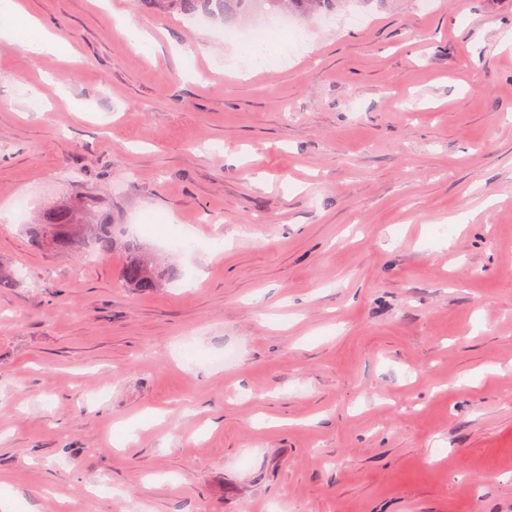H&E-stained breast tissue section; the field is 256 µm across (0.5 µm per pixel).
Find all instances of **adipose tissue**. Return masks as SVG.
Instances as JSON below:
<instances>
[{"mask_svg":"<svg viewBox=\"0 0 512 512\" xmlns=\"http://www.w3.org/2000/svg\"><path fill=\"white\" fill-rule=\"evenodd\" d=\"M0 38L37 53L59 54L65 50L59 37L28 13L21 0H0Z\"/></svg>","mask_w":512,"mask_h":512,"instance_id":"adipose-tissue-1","label":"adipose tissue"}]
</instances>
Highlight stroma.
Instances as JSON below:
<instances>
[{
  "label": "stroma",
  "instance_id": "35a3bbf8",
  "mask_svg": "<svg viewBox=\"0 0 512 512\" xmlns=\"http://www.w3.org/2000/svg\"><path fill=\"white\" fill-rule=\"evenodd\" d=\"M26 5L70 53L0 40V512H512V0H349L244 79L263 0ZM88 194L160 287L30 246ZM155 5L164 14H176L183 18H192L199 11L225 13L230 8L243 11L253 0H143Z\"/></svg>",
  "mask_w": 512,
  "mask_h": 512
}]
</instances>
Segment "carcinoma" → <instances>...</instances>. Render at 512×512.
I'll return each mask as SVG.
<instances>
[{
    "label": "carcinoma",
    "instance_id": "1",
    "mask_svg": "<svg viewBox=\"0 0 512 512\" xmlns=\"http://www.w3.org/2000/svg\"><path fill=\"white\" fill-rule=\"evenodd\" d=\"M164 14H176L192 18L198 12L225 13L230 9L243 11L251 0H149ZM274 11L299 14L333 12L340 0H265ZM100 202L86 195L77 204L53 206L45 210L36 224L27 225L31 244L39 249L58 248V241L66 236H75L76 229L85 224L93 225L85 235L86 244L92 252H105L118 244L123 232L117 224H105L99 218ZM126 261L123 280L132 288H157L164 279L163 270L141 257V250L131 243H123Z\"/></svg>",
    "mask_w": 512,
    "mask_h": 512
}]
</instances>
